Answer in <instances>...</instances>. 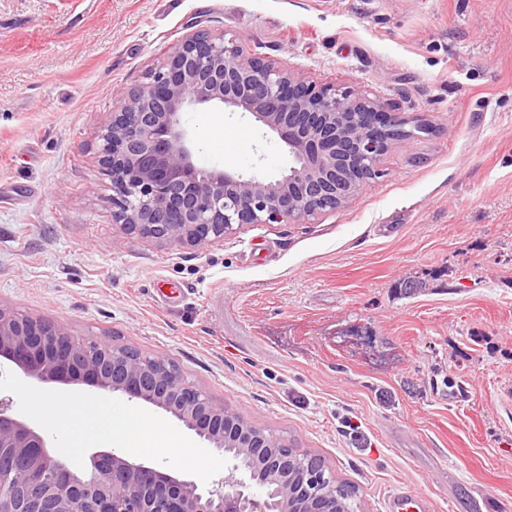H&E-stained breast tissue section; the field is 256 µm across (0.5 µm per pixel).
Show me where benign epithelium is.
<instances>
[{
  "mask_svg": "<svg viewBox=\"0 0 512 512\" xmlns=\"http://www.w3.org/2000/svg\"><path fill=\"white\" fill-rule=\"evenodd\" d=\"M209 104L253 116L294 165L276 179L198 167L183 114ZM419 128L381 99L319 85L279 61L245 56L234 37L199 29L121 94L99 154L113 178L115 223L198 247L245 224L305 221L346 205L380 175L393 144ZM2 359L39 384L82 383L168 412L235 464L200 485L98 451L78 473L0 398V462L15 461L0 512H332L336 482L323 484L324 459L305 450L307 465L297 468L292 451H277L167 359L114 342L81 346L65 326L0 305ZM253 485L263 500L248 493Z\"/></svg>",
  "mask_w": 512,
  "mask_h": 512,
  "instance_id": "1",
  "label": "benign epithelium"
}]
</instances>
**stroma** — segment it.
<instances>
[{
  "label": "stroma",
  "mask_w": 512,
  "mask_h": 512,
  "mask_svg": "<svg viewBox=\"0 0 512 512\" xmlns=\"http://www.w3.org/2000/svg\"><path fill=\"white\" fill-rule=\"evenodd\" d=\"M392 102L398 141L344 207L200 247L112 221L99 134L186 34ZM196 163L277 175L251 116L185 113ZM422 283L407 298L397 288ZM0 305L174 361L214 403L322 456L384 512L399 482L434 512H512V0H0ZM462 388L449 398L448 384ZM21 415L79 397L167 423L138 461L204 484L223 456L171 414L0 368ZM36 425L76 469L111 444Z\"/></svg>",
  "instance_id": "35a3bbf8"
}]
</instances>
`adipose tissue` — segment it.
Instances as JSON below:
<instances>
[{
	"mask_svg": "<svg viewBox=\"0 0 512 512\" xmlns=\"http://www.w3.org/2000/svg\"><path fill=\"white\" fill-rule=\"evenodd\" d=\"M34 411L38 418L71 434L80 430L81 419L94 417L104 436L115 437L121 447L132 454L146 451L161 453L163 438L167 432L166 426L160 422L144 430L135 427L130 420L116 421L111 406L101 403L91 404L80 398L66 401L45 399L35 406Z\"/></svg>",
	"mask_w": 512,
	"mask_h": 512,
	"instance_id": "ef3b65f1",
	"label": "adipose tissue"
}]
</instances>
